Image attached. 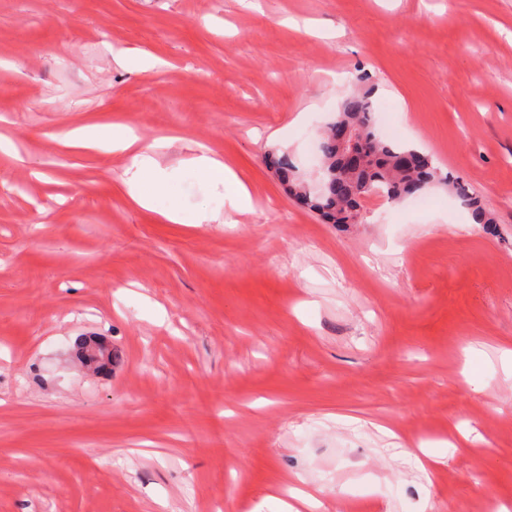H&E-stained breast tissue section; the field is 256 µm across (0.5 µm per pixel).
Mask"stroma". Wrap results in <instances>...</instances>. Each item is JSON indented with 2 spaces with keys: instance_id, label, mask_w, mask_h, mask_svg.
Instances as JSON below:
<instances>
[{
  "instance_id": "stroma-1",
  "label": "stroma",
  "mask_w": 512,
  "mask_h": 512,
  "mask_svg": "<svg viewBox=\"0 0 512 512\" xmlns=\"http://www.w3.org/2000/svg\"><path fill=\"white\" fill-rule=\"evenodd\" d=\"M0 0V512H512V0ZM128 53L157 71L120 64ZM386 139L440 186L336 226L290 199L356 72ZM130 125L233 224L134 206L126 156L59 133ZM26 194L14 191L15 185ZM107 337L91 375L77 337ZM191 167L204 179L224 185V203L237 212H248L252 201L247 187L240 181L236 172L224 164V161L207 150L189 161Z\"/></svg>"
}]
</instances>
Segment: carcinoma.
Segmentation results:
<instances>
[{
  "mask_svg": "<svg viewBox=\"0 0 512 512\" xmlns=\"http://www.w3.org/2000/svg\"><path fill=\"white\" fill-rule=\"evenodd\" d=\"M321 153L322 176L317 190L308 188L286 156L276 162V174L289 196L329 224L361 223L362 191L394 203L431 184L448 188L462 200L475 223H494L468 186L443 171L431 155L379 135L367 92L355 90L342 100L335 120L324 133Z\"/></svg>",
  "mask_w": 512,
  "mask_h": 512,
  "instance_id": "cac0c4a2",
  "label": "carcinoma"
}]
</instances>
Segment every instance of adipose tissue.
<instances>
[{
  "label": "adipose tissue",
  "instance_id": "ef3b65f1",
  "mask_svg": "<svg viewBox=\"0 0 512 512\" xmlns=\"http://www.w3.org/2000/svg\"><path fill=\"white\" fill-rule=\"evenodd\" d=\"M136 142L137 138L132 129L123 123L77 128L62 139L63 145L67 147L130 153L125 186L135 206L155 212L162 219L174 224H210L220 220V212L205 209L191 216L186 215L177 203V169L163 166L154 148H140ZM190 165L204 180L223 184L224 200L231 210L251 211L252 201L247 187L221 158L204 150L191 158Z\"/></svg>",
  "mask_w": 512,
  "mask_h": 512
}]
</instances>
